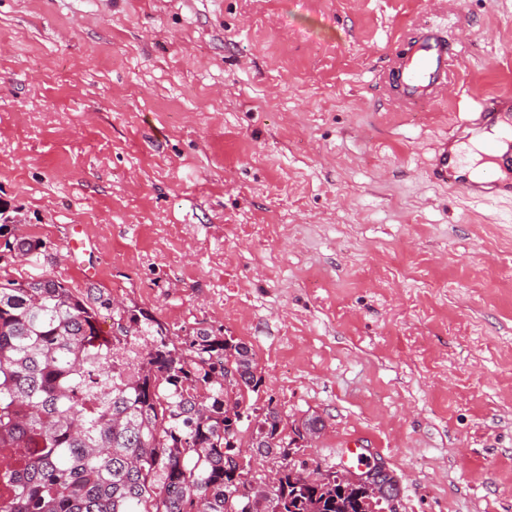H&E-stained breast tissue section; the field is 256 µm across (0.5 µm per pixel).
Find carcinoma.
Instances as JSON below:
<instances>
[{"label":"carcinoma","mask_w":512,"mask_h":512,"mask_svg":"<svg viewBox=\"0 0 512 512\" xmlns=\"http://www.w3.org/2000/svg\"><path fill=\"white\" fill-rule=\"evenodd\" d=\"M0 260L44 252L0 224ZM112 313V334L98 327ZM251 349L232 336H182L144 309L77 296L52 277L0 278V512H378L362 486H308L291 458L310 416L285 434L260 407ZM280 455L269 492L252 490L238 449Z\"/></svg>","instance_id":"obj_1"}]
</instances>
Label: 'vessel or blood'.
Returning <instances> with one entry per match:
<instances>
[{
	"label": "vessel or blood",
	"instance_id": "b4317fda",
	"mask_svg": "<svg viewBox=\"0 0 512 512\" xmlns=\"http://www.w3.org/2000/svg\"><path fill=\"white\" fill-rule=\"evenodd\" d=\"M448 75V52L443 41L430 36L414 43L403 56L397 78L402 95L415 103H431L434 91ZM512 127V94L499 92L481 96L476 110L457 122L448 132L451 144L460 142L463 136L482 132L499 122ZM458 161L448 148L438 151L430 170L431 179L446 184L461 192L465 197L489 200L512 196V176L500 178L489 176L482 182H475L457 174Z\"/></svg>",
	"mask_w": 512,
	"mask_h": 512
}]
</instances>
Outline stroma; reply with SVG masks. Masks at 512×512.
Here are the masks:
<instances>
[{
  "label": "stroma",
  "mask_w": 512,
  "mask_h": 512,
  "mask_svg": "<svg viewBox=\"0 0 512 512\" xmlns=\"http://www.w3.org/2000/svg\"><path fill=\"white\" fill-rule=\"evenodd\" d=\"M429 32L431 106L390 79ZM508 90L512 0H0V207L46 245L0 276L246 343L324 421L299 459L358 445L400 512H512V198L429 177Z\"/></svg>",
  "instance_id": "1"
}]
</instances>
